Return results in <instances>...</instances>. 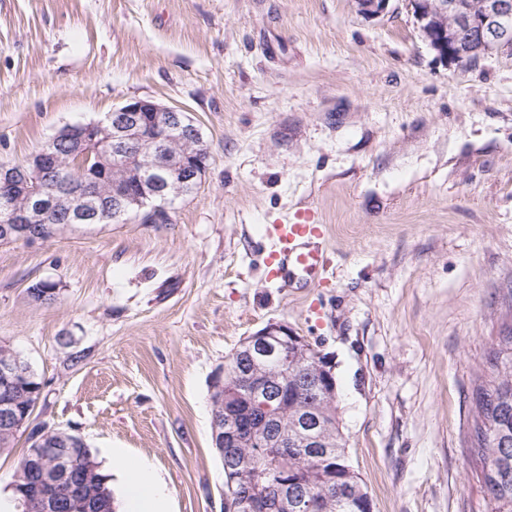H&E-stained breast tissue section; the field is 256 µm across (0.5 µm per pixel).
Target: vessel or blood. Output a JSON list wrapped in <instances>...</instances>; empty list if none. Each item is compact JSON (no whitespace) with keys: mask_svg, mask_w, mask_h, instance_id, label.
Masks as SVG:
<instances>
[{"mask_svg":"<svg viewBox=\"0 0 512 512\" xmlns=\"http://www.w3.org/2000/svg\"><path fill=\"white\" fill-rule=\"evenodd\" d=\"M267 233L275 245L268 257L270 277L302 288L324 281L329 262L323 248L315 244L322 236L320 225L305 220L274 224Z\"/></svg>","mask_w":512,"mask_h":512,"instance_id":"vessel-or-blood-1","label":"vessel or blood"}]
</instances>
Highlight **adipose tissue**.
Segmentation results:
<instances>
[{
    "instance_id": "ef3b65f1",
    "label": "adipose tissue",
    "mask_w": 512,
    "mask_h": 512,
    "mask_svg": "<svg viewBox=\"0 0 512 512\" xmlns=\"http://www.w3.org/2000/svg\"><path fill=\"white\" fill-rule=\"evenodd\" d=\"M112 471L120 485V512H168L164 483L123 452L112 455Z\"/></svg>"
}]
</instances>
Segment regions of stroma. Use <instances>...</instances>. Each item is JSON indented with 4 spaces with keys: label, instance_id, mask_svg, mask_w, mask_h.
<instances>
[{
    "label": "stroma",
    "instance_id": "stroma-1",
    "mask_svg": "<svg viewBox=\"0 0 512 512\" xmlns=\"http://www.w3.org/2000/svg\"><path fill=\"white\" fill-rule=\"evenodd\" d=\"M134 99L186 112L207 170L164 221L0 244V342L42 385L31 427L79 434L107 472L123 449L170 512H224L213 375L277 321L333 366L372 512H485L469 436L512 325V56L440 61L404 0L377 19L354 0H0V163ZM304 211L333 273L282 288L264 231Z\"/></svg>",
    "mask_w": 512,
    "mask_h": 512
}]
</instances>
